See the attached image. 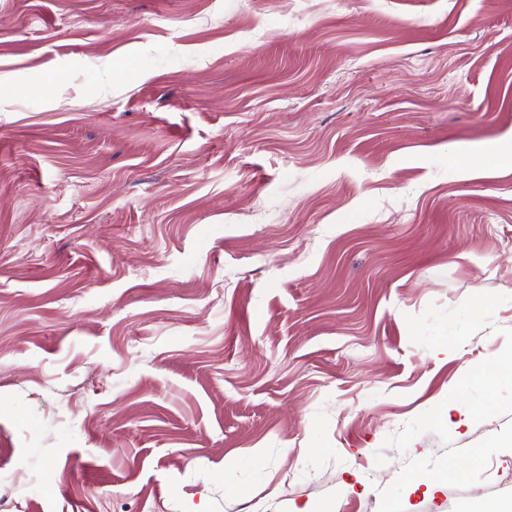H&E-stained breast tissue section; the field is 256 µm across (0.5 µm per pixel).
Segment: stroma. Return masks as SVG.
Returning <instances> with one entry per match:
<instances>
[{
  "label": "stroma",
  "instance_id": "1",
  "mask_svg": "<svg viewBox=\"0 0 512 512\" xmlns=\"http://www.w3.org/2000/svg\"><path fill=\"white\" fill-rule=\"evenodd\" d=\"M511 133L512 0H0V512H512Z\"/></svg>",
  "mask_w": 512,
  "mask_h": 512
}]
</instances>
